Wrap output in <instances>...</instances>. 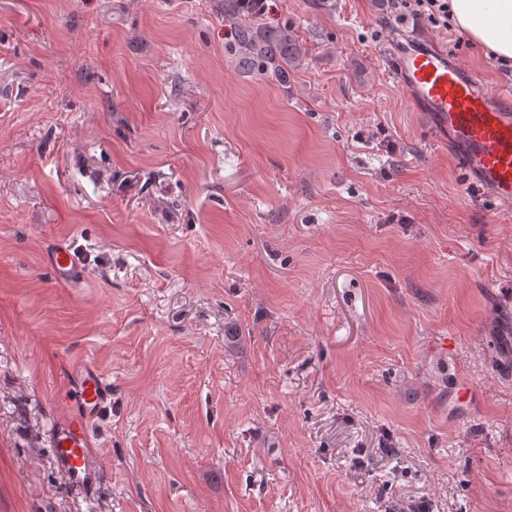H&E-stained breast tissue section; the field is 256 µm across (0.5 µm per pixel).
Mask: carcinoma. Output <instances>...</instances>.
Returning a JSON list of instances; mask_svg holds the SVG:
<instances>
[{
	"instance_id": "carcinoma-1",
	"label": "carcinoma",
	"mask_w": 512,
	"mask_h": 512,
	"mask_svg": "<svg viewBox=\"0 0 512 512\" xmlns=\"http://www.w3.org/2000/svg\"><path fill=\"white\" fill-rule=\"evenodd\" d=\"M250 0H224V19L233 24L235 53L241 69L256 76L282 77L300 58V48L288 27L268 28L253 20Z\"/></svg>"
}]
</instances>
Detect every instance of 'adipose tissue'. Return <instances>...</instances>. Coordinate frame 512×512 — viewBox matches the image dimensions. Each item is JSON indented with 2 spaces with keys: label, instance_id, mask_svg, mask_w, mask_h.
Listing matches in <instances>:
<instances>
[{
  "label": "adipose tissue",
  "instance_id": "1",
  "mask_svg": "<svg viewBox=\"0 0 512 512\" xmlns=\"http://www.w3.org/2000/svg\"><path fill=\"white\" fill-rule=\"evenodd\" d=\"M456 31L504 61L512 60V0H449Z\"/></svg>",
  "mask_w": 512,
  "mask_h": 512
}]
</instances>
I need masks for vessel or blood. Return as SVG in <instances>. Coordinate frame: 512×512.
<instances>
[{"mask_svg":"<svg viewBox=\"0 0 512 512\" xmlns=\"http://www.w3.org/2000/svg\"><path fill=\"white\" fill-rule=\"evenodd\" d=\"M386 59L409 101L428 115L435 133L453 147L468 173L502 203L512 205V108L441 49L406 37L390 45ZM45 259L59 282L75 280L77 259L69 248L54 247ZM111 398V388L92 366L74 390L61 396L62 405L72 413L54 426L55 463L70 483L87 490L96 482V470L90 461L86 423Z\"/></svg>","mask_w":512,"mask_h":512,"instance_id":"b4317fda","label":"vessel or blood"}]
</instances>
